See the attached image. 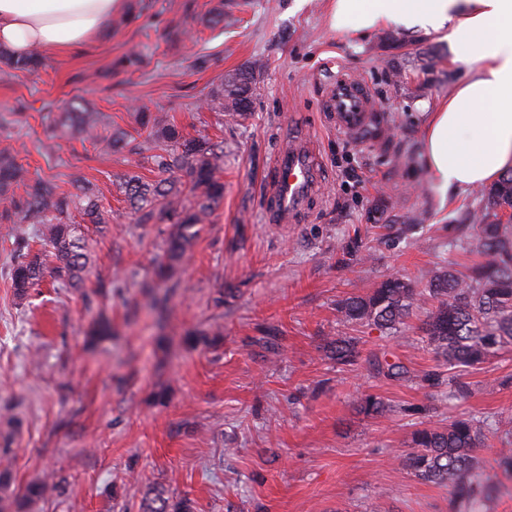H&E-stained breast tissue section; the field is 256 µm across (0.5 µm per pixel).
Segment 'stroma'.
Returning <instances> with one entry per match:
<instances>
[{
    "label": "stroma",
    "mask_w": 512,
    "mask_h": 512,
    "mask_svg": "<svg viewBox=\"0 0 512 512\" xmlns=\"http://www.w3.org/2000/svg\"><path fill=\"white\" fill-rule=\"evenodd\" d=\"M105 32L77 50L47 53L30 73L0 69V130L28 180L61 191L96 183L110 214L90 227L85 283L52 278L24 300L11 288L13 241L0 224V466L16 487L54 476L58 492L26 512H139L154 489L188 498L195 512H449L447 489L402 466L416 419L461 415L512 421V348L469 369L460 405L412 381L373 377L388 352L414 374L435 363L417 326L390 337L345 324L338 303L390 274L425 284L433 270H463L473 255L450 246L479 190L442 197L422 157L423 107L465 73L438 36L404 32L405 47L357 38L332 22L333 0H249L231 28L209 23L221 0H127ZM250 116L225 121L203 102L225 74L254 60ZM367 83L380 121L362 134L332 128L321 93L337 69ZM401 69L394 79L393 69ZM107 115L128 148L106 152L75 131L47 139L72 98ZM163 116L189 137L224 144V199L190 254L159 279L171 220L137 223L116 183L151 179L146 133L135 114ZM302 130L323 189L285 224L262 209L274 157ZM107 318L111 336L89 342ZM360 339L344 369L324 344ZM386 410L357 414L356 396Z\"/></svg>",
    "instance_id": "1"
}]
</instances>
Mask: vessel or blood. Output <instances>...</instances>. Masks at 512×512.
<instances>
[{
    "mask_svg": "<svg viewBox=\"0 0 512 512\" xmlns=\"http://www.w3.org/2000/svg\"><path fill=\"white\" fill-rule=\"evenodd\" d=\"M325 109L334 113L337 129L363 132L370 126V91L350 75L338 73L328 86ZM320 189V169L313 152L302 137L292 136L277 154L267 188L265 214L273 223H287Z\"/></svg>",
    "mask_w": 512,
    "mask_h": 512,
    "instance_id": "1",
    "label": "vessel or blood"
}]
</instances>
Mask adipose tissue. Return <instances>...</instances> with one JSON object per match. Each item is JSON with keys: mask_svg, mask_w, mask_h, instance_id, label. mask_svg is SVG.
<instances>
[{"mask_svg": "<svg viewBox=\"0 0 512 512\" xmlns=\"http://www.w3.org/2000/svg\"><path fill=\"white\" fill-rule=\"evenodd\" d=\"M125 0H0V47L73 50L100 36ZM337 26L385 24L444 35L466 74L422 127L424 164L442 196L512 170V0H335Z\"/></svg>", "mask_w": 512, "mask_h": 512, "instance_id": "adipose-tissue-1", "label": "adipose tissue"}]
</instances>
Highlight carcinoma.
Here are the masks:
<instances>
[{"label":"carcinoma","instance_id":"obj_1","mask_svg":"<svg viewBox=\"0 0 512 512\" xmlns=\"http://www.w3.org/2000/svg\"><path fill=\"white\" fill-rule=\"evenodd\" d=\"M0 65L13 70L33 71L41 65V55L31 50L15 57L0 49ZM263 63L249 65L224 75L215 84L206 106L241 120L251 111L257 80ZM141 125L149 127L151 164L156 174L152 182L138 174L117 177L119 188L137 214V223L147 224L156 210L173 220L167 239L166 260L181 263L193 246L200 225L224 198V147L205 137L188 138L173 124L139 114ZM105 116L93 112L77 100L70 101L60 113L51 136L76 129L89 138H98L110 152L124 145V138L113 133L100 138ZM24 188V194L17 189ZM479 210L468 213L469 223L452 230L463 235V249L479 257L466 273L446 267L436 271L420 286L397 274L386 276L377 287L363 295L349 296L339 302L337 311L343 320L360 327H371L387 335L401 331L421 302H436L421 321L418 331L435 355V364L419 378L424 388L448 393V399L467 398L466 369L512 345V225L499 221V215L512 211V171L491 187L481 191ZM82 222H77L76 217ZM104 224L100 191L87 181L80 192L59 193L51 182H27L25 170L8 146L0 148V223L13 225L15 257L10 271L14 295L24 300L37 288L45 272L53 274L62 288H78L89 263L85 223ZM39 240L42 249L32 252L30 242ZM360 338L338 336L324 345L326 355L336 365L352 367L360 359ZM372 373L390 380L409 377L401 362L375 358ZM358 413L376 416L385 410L384 401L374 394H362L354 402ZM486 424L472 416H461L446 427H430L419 422L412 433V451L404 466L415 478L450 490L451 499L464 512H478L482 501L496 493V487L481 469L477 452L486 439ZM59 488L45 480L12 493L14 512H22L26 503L43 499ZM143 512H190L185 499H171L165 490L156 489L144 504Z\"/></svg>","mask_w":512,"mask_h":512}]
</instances>
